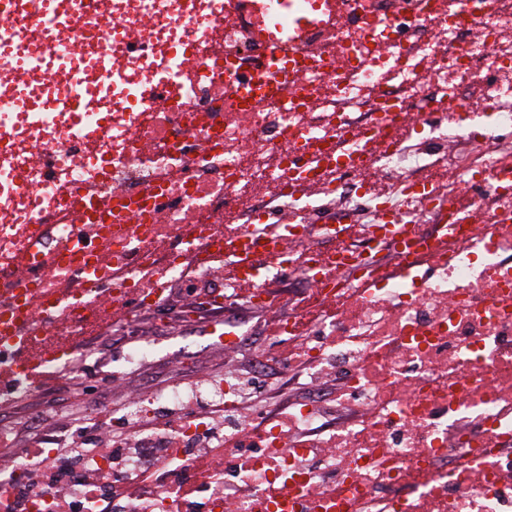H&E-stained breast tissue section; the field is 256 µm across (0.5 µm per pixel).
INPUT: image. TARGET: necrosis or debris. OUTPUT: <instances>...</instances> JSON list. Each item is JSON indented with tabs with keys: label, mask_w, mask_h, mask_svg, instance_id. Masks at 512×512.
<instances>
[{
	"label": "necrosis or debris",
	"mask_w": 512,
	"mask_h": 512,
	"mask_svg": "<svg viewBox=\"0 0 512 512\" xmlns=\"http://www.w3.org/2000/svg\"><path fill=\"white\" fill-rule=\"evenodd\" d=\"M35 26L0 35V332L30 328L41 369L115 306L158 299L195 246L244 252L287 216L224 304L269 310L305 282L324 317L277 321L310 375L287 418L208 423L172 386L130 398L134 435L179 459L142 509L110 512H512V0H0ZM474 42H466V33ZM121 58L112 67L109 56ZM306 73L304 99L277 77ZM64 100L77 111L61 109ZM363 151L357 167L342 146ZM42 146L47 157L35 154ZM311 185L288 192L296 160ZM354 216L357 239L321 213ZM394 261L380 276L378 252ZM178 407L176 432L145 426ZM208 467V491L173 498ZM56 450L0 465V503L61 512ZM211 412H222L218 414L220 417L218 420L213 421V425L199 438L197 442L198 453L196 457L198 459H204L207 457L209 449L217 450L219 448H212L214 444L218 443L224 437V414L223 409Z\"/></svg>",
	"instance_id": "obj_1"
}]
</instances>
